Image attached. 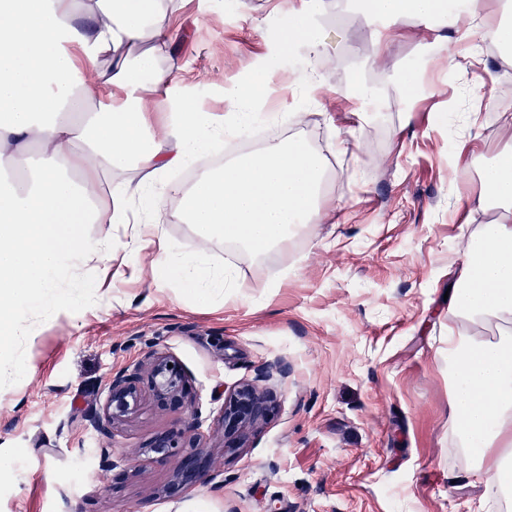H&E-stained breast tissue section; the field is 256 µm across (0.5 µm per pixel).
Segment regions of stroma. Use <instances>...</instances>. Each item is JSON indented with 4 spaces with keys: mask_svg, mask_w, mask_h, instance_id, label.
<instances>
[{
    "mask_svg": "<svg viewBox=\"0 0 512 512\" xmlns=\"http://www.w3.org/2000/svg\"><path fill=\"white\" fill-rule=\"evenodd\" d=\"M327 2L321 83L300 88L306 54L296 50L258 109L282 113L283 134L329 154L337 192L305 234L262 259L202 245L167 203L164 239L206 248L245 284L207 304L147 269L137 281L113 278L120 253L85 269L80 299L0 351V512H469L483 496L481 483L457 476L444 294L467 240L496 216L467 221L461 196L479 191L480 165L512 144V105L499 91L512 56L419 25L385 30L389 49L377 58L374 22L353 0ZM282 21L281 0H170L173 83L138 98L151 112L191 98L225 114V89L273 54ZM409 68L419 74L412 91L397 83ZM357 76L376 93L356 95ZM154 350L183 366L192 409L145 403L101 465L104 442L85 414L104 404L112 375ZM19 359L28 373L16 379ZM278 359L288 375L271 383L274 415L225 450V398ZM192 415L224 483L168 500L178 461L149 448Z\"/></svg>",
    "mask_w": 512,
    "mask_h": 512,
    "instance_id": "stroma-1",
    "label": "stroma"
}]
</instances>
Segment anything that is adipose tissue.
<instances>
[{
	"mask_svg": "<svg viewBox=\"0 0 512 512\" xmlns=\"http://www.w3.org/2000/svg\"><path fill=\"white\" fill-rule=\"evenodd\" d=\"M162 0H0V348L33 333L25 309L65 302L62 276L116 252L135 256L129 275L149 265L154 276L208 300L242 288L234 270L211 265L204 249L189 254L162 240L160 214L175 200L203 244L224 242L262 257L287 248L313 223L328 198L323 159L302 139H273L190 186L170 182L201 151L218 149L259 117L257 106L280 57L304 49L310 61L328 50L313 18L326 0H307L283 15L276 54L227 92L224 116L183 99L153 132V116L136 92L172 80ZM384 28L440 18L492 28L512 49V24L489 23L474 6L449 10L448 0H364ZM127 170L122 191L92 205L100 176ZM482 192L466 200L468 217L497 208L495 223L470 238L448 296V422L462 449L466 477L490 498H512V148L479 172ZM89 224H119L89 237ZM496 336H487V329Z\"/></svg>",
	"mask_w": 512,
	"mask_h": 512,
	"instance_id": "1",
	"label": "adipose tissue"
}]
</instances>
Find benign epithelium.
<instances>
[{
	"instance_id": "1",
	"label": "benign epithelium",
	"mask_w": 512,
	"mask_h": 512,
	"mask_svg": "<svg viewBox=\"0 0 512 512\" xmlns=\"http://www.w3.org/2000/svg\"><path fill=\"white\" fill-rule=\"evenodd\" d=\"M276 376H288L287 363L277 360L268 364L256 380L238 385L224 400L220 418L224 447H244L247 436L271 416L275 409L274 394L259 383ZM144 383L148 384L150 396L159 406H183L186 384L183 367L172 354L151 351L132 369L113 376L108 383L105 403L88 412V421L99 436L112 440L116 432L135 417L145 399ZM198 429L197 417L192 412L184 432L161 435L152 443V452L160 460L181 456L173 479L164 491L168 498L178 497L190 488L216 479V474L211 472V448Z\"/></svg>"
}]
</instances>
